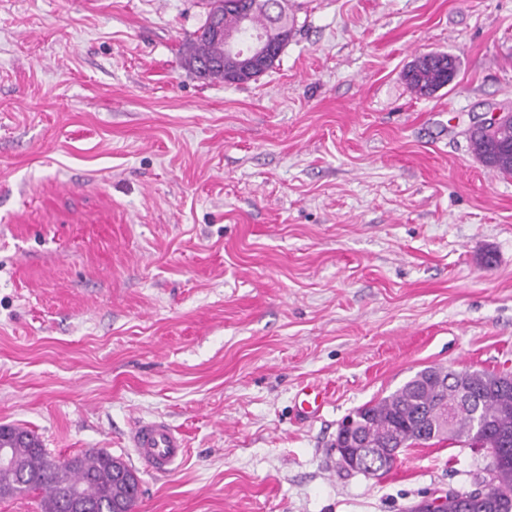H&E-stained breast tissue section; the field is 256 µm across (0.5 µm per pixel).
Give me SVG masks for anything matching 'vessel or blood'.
<instances>
[{"label": "vessel or blood", "instance_id": "obj_1", "mask_svg": "<svg viewBox=\"0 0 512 512\" xmlns=\"http://www.w3.org/2000/svg\"><path fill=\"white\" fill-rule=\"evenodd\" d=\"M131 446L139 460L164 473L174 471L186 454L182 436L161 419L139 422L132 433Z\"/></svg>", "mask_w": 512, "mask_h": 512}]
</instances>
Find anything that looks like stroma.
<instances>
[{"label":"stroma","instance_id":"obj_1","mask_svg":"<svg viewBox=\"0 0 512 512\" xmlns=\"http://www.w3.org/2000/svg\"><path fill=\"white\" fill-rule=\"evenodd\" d=\"M285 8L230 86L188 64L205 0H0V423L122 458L134 512H408L489 463L441 441L368 476L334 441L425 367L512 373V178L467 139L512 107V0ZM430 52L458 72L421 97ZM152 419L172 474L130 447ZM448 54H428L417 58L406 74L411 89L419 96H430L450 84L456 73L455 59ZM130 440L137 458L158 472L174 471L186 454L185 440L161 419L140 421Z\"/></svg>","mask_w":512,"mask_h":512}]
</instances>
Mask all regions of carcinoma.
<instances>
[{
  "instance_id": "obj_1",
  "label": "carcinoma",
  "mask_w": 512,
  "mask_h": 512,
  "mask_svg": "<svg viewBox=\"0 0 512 512\" xmlns=\"http://www.w3.org/2000/svg\"><path fill=\"white\" fill-rule=\"evenodd\" d=\"M283 0H208V10L194 41L190 58L202 77L226 84H242L269 70L294 34V19ZM223 15L224 28L250 36L271 31L275 52L257 69L227 53L223 40L211 35L212 20ZM455 60L445 53L417 58L406 74L411 89L430 96L450 84ZM470 147L493 173L512 176V122L485 132H470ZM353 416L363 440L371 445L362 473H386L393 463L376 454L380 448H411L416 445L463 440L472 448H486L506 456L497 469L483 477L488 487L483 500L469 491H450L446 512H512V379L485 370L458 372L426 367L388 396L357 408ZM17 466L0 468V498L37 492L42 512H69L75 491L85 499V512H133L139 498L138 480L117 477L118 469L131 472L121 459L101 449L55 460L48 456L39 438L14 449Z\"/></svg>"
}]
</instances>
